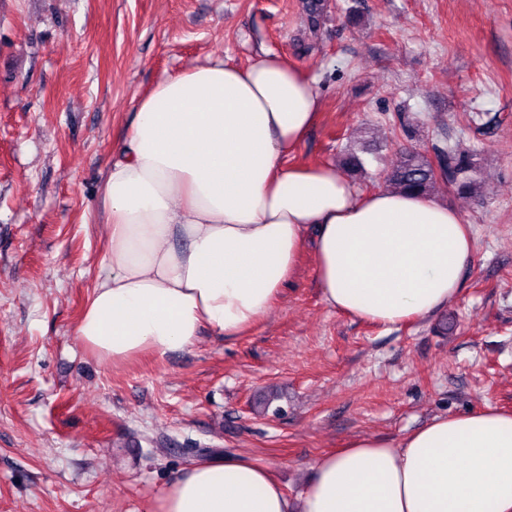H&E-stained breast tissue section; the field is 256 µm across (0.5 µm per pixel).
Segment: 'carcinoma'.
Returning a JSON list of instances; mask_svg holds the SVG:
<instances>
[{"mask_svg": "<svg viewBox=\"0 0 512 512\" xmlns=\"http://www.w3.org/2000/svg\"><path fill=\"white\" fill-rule=\"evenodd\" d=\"M326 8L324 0H306L309 27L321 26ZM432 150V158L415 148L400 150L399 157L386 173L389 186L428 195L435 184L442 181L460 197H481L477 153L448 142L436 143Z\"/></svg>", "mask_w": 512, "mask_h": 512, "instance_id": "carcinoma-1", "label": "carcinoma"}]
</instances>
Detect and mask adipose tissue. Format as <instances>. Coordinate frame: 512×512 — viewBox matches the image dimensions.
<instances>
[{
    "instance_id": "ef3b65f1",
    "label": "adipose tissue",
    "mask_w": 512,
    "mask_h": 512,
    "mask_svg": "<svg viewBox=\"0 0 512 512\" xmlns=\"http://www.w3.org/2000/svg\"><path fill=\"white\" fill-rule=\"evenodd\" d=\"M320 106L270 52L161 79L109 167L107 249L77 340L119 366L206 329L240 335L280 300L312 227L328 307L381 326L445 307L473 260L467 226L428 196L362 193L332 165L289 163ZM156 512H512V412L440 417L397 444L354 438L294 499L250 456L200 462Z\"/></svg>"
}]
</instances>
